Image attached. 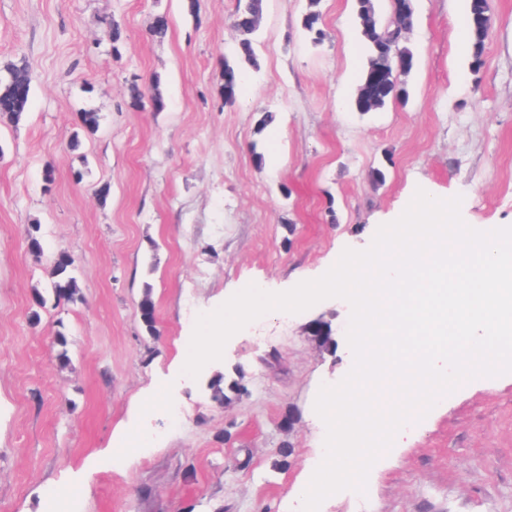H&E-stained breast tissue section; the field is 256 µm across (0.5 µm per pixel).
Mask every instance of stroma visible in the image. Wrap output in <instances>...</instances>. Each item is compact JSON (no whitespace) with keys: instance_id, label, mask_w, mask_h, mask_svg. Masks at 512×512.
I'll return each instance as SVG.
<instances>
[{"instance_id":"obj_1","label":"stroma","mask_w":512,"mask_h":512,"mask_svg":"<svg viewBox=\"0 0 512 512\" xmlns=\"http://www.w3.org/2000/svg\"><path fill=\"white\" fill-rule=\"evenodd\" d=\"M413 5L410 98L362 114L355 0H320L319 45L302 29L307 0H265L259 65L244 67L231 105L220 83L239 41L235 0H198L193 17L182 0H0V71L22 64L33 77L24 118L0 122V512H51L54 492L68 512H301L299 488L323 459L316 395L353 365L348 302L270 312L195 378L178 357L199 314L251 283L282 292L320 277L345 248H368L418 186L462 195L472 227L512 225V0H492L476 72L460 47L468 0ZM133 80L158 87L165 110L129 108ZM85 111L99 128L74 151ZM265 112L275 120L262 128ZM61 250L76 258L73 303L50 288ZM146 291L153 337L138 311ZM318 320L335 352L309 337ZM239 371L247 395L216 403L210 378ZM409 436L375 462L365 492L336 493L319 512H512V373L442 397Z\"/></svg>"}]
</instances>
